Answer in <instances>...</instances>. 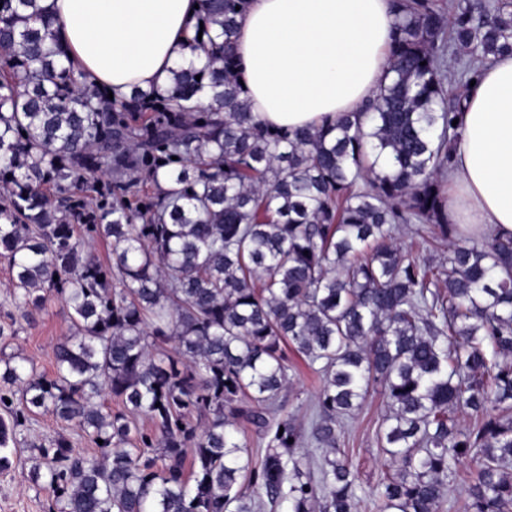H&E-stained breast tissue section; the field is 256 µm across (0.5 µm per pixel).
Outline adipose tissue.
<instances>
[{
    "mask_svg": "<svg viewBox=\"0 0 512 512\" xmlns=\"http://www.w3.org/2000/svg\"><path fill=\"white\" fill-rule=\"evenodd\" d=\"M57 39L86 81L129 95L169 85L197 37L199 0H44ZM390 0H250L235 54L257 123L303 128L359 111L388 76ZM451 223L512 231V55L472 87L456 146Z\"/></svg>",
    "mask_w": 512,
    "mask_h": 512,
    "instance_id": "1",
    "label": "adipose tissue"
}]
</instances>
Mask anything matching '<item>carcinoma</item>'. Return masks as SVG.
Instances as JSON below:
<instances>
[{
  "label": "carcinoma",
  "instance_id": "cac0c4a2",
  "mask_svg": "<svg viewBox=\"0 0 512 512\" xmlns=\"http://www.w3.org/2000/svg\"><path fill=\"white\" fill-rule=\"evenodd\" d=\"M246 6L202 0L217 34L188 48L203 65L111 100L64 64L49 8L0 0L9 296L27 320L56 298L74 328L48 376L2 358L17 320L0 318V469L38 411L100 450L33 446L60 512H260L264 496L359 512L343 420L377 392L380 512H447L465 462V512H512V231L461 237L448 221L453 121L481 66L512 54V0H455L449 18L391 0L390 82L361 112L293 130L253 122L233 51ZM401 224L433 254L398 245ZM287 346L322 380L308 436L279 401ZM242 421L267 439L258 463Z\"/></svg>",
  "mask_w": 512,
  "mask_h": 512
}]
</instances>
